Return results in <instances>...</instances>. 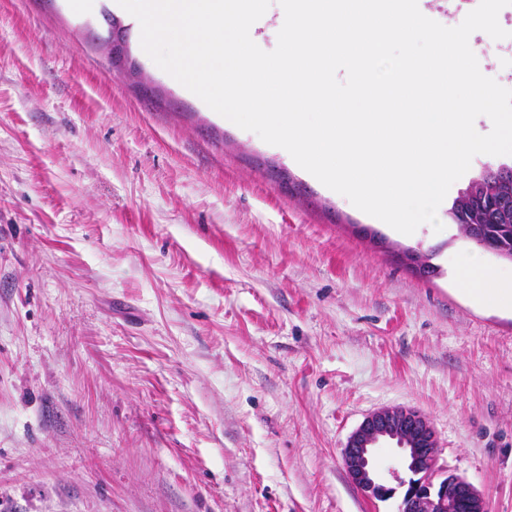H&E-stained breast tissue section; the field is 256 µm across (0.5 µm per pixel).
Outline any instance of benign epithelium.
<instances>
[{"label": "benign epithelium", "instance_id": "1", "mask_svg": "<svg viewBox=\"0 0 512 512\" xmlns=\"http://www.w3.org/2000/svg\"><path fill=\"white\" fill-rule=\"evenodd\" d=\"M111 57L117 72L129 67L122 31L115 22ZM382 440H394L404 450L408 479L396 471L387 478L375 470L373 450ZM435 448L434 430L423 414L410 409L381 411L366 416L350 435L342 461L350 481L372 499H389L404 489L401 512H487L484 498L471 483L451 473L433 475Z\"/></svg>", "mask_w": 512, "mask_h": 512}]
</instances>
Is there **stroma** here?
<instances>
[{"instance_id":"stroma-1","label":"stroma","mask_w":512,"mask_h":512,"mask_svg":"<svg viewBox=\"0 0 512 512\" xmlns=\"http://www.w3.org/2000/svg\"><path fill=\"white\" fill-rule=\"evenodd\" d=\"M108 0H0V512H400L341 450L414 408L436 466L512 512V310L461 289L441 232L399 234L224 122ZM508 38L470 40L512 89ZM430 258L424 276L405 257ZM110 51L113 67L118 73H123V71L128 68L130 64L128 63L122 31L116 22L112 23V40Z\"/></svg>"}]
</instances>
